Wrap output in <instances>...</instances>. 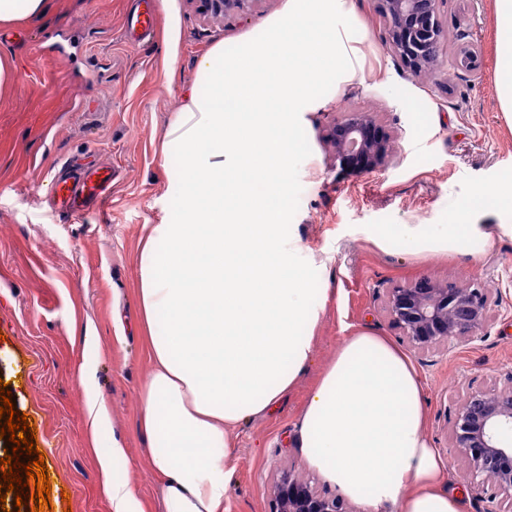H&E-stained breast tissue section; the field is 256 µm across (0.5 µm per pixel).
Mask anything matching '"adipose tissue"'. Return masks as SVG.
I'll list each match as a JSON object with an SVG mask.
<instances>
[{
    "label": "adipose tissue",
    "instance_id": "1",
    "mask_svg": "<svg viewBox=\"0 0 512 512\" xmlns=\"http://www.w3.org/2000/svg\"><path fill=\"white\" fill-rule=\"evenodd\" d=\"M346 0H288L283 20L233 57L216 44L196 62L198 83L167 138L184 159L181 220L150 224L141 251L142 314L152 366L140 386L139 424L162 479L165 512H224L232 441L246 419L272 411L314 356L329 291L314 287L312 250L276 217L285 174L299 159L302 105L328 75H355L336 27ZM497 94L512 118V0H494ZM512 212V177L476 194L445 224H377L391 249L475 253L490 235L481 217ZM313 471L363 512H461L426 432L422 386L387 337H345L324 366L296 427ZM112 512H142L120 440L97 451Z\"/></svg>",
    "mask_w": 512,
    "mask_h": 512
}]
</instances>
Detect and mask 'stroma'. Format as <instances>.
I'll return each mask as SVG.
<instances>
[{"label":"stroma","instance_id":"stroma-1","mask_svg":"<svg viewBox=\"0 0 512 512\" xmlns=\"http://www.w3.org/2000/svg\"><path fill=\"white\" fill-rule=\"evenodd\" d=\"M139 0H46L43 13L0 25V58L17 81L0 97V379L15 410L37 430L53 512H111L87 442L78 368L87 365L105 400L102 447L121 440L119 465L144 512H165L161 479L139 428L142 379L150 367L139 304L144 227L180 214L181 154L162 143L196 79L195 62L215 44L246 47L285 18L288 0H251L243 15L204 21L188 0H155L154 33L133 41L126 28ZM443 47L454 57L478 49V71L448 68L441 82L408 75L384 41L374 0H347L339 26L349 36L358 73L319 85L294 129L301 155L288 180L281 217L286 232L310 248L316 285L330 299L315 331L314 357L296 386L265 416L243 422L232 450L235 471L224 512H268L282 471L326 482L294 443L296 424L324 364L345 336L380 331L408 344L381 310L378 290L414 278L471 279L497 289L484 338L463 343L432 365L416 364L426 400L427 432L465 512H482L448 446L447 422L462 404V384L486 387L512 366V213L485 216L493 236L476 256L381 248L375 224H444L478 189L512 173V124L495 90L494 0H442ZM375 113L392 134L398 159L386 170L340 171L326 141L337 117ZM112 171L104 207L64 212L51 184L68 164Z\"/></svg>","mask_w":512,"mask_h":512}]
</instances>
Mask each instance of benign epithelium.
Masks as SVG:
<instances>
[{
	"instance_id": "7a95c632",
	"label": "benign epithelium",
	"mask_w": 512,
	"mask_h": 512,
	"mask_svg": "<svg viewBox=\"0 0 512 512\" xmlns=\"http://www.w3.org/2000/svg\"><path fill=\"white\" fill-rule=\"evenodd\" d=\"M205 20L244 12L251 0H188ZM385 42L413 77L436 80L447 65L448 40L439 19V0H377ZM477 48L460 49L452 65L478 74ZM329 144L340 166L361 173L385 168L396 155L376 115L349 112L331 128ZM492 289L478 282L422 277L386 289L382 310L413 352L433 357L471 341L486 326L495 305ZM450 447L465 464L470 487L486 494L487 512H512V367L503 383L466 387L450 426ZM269 512H351L337 494L322 492L292 471L273 483Z\"/></svg>"
}]
</instances>
